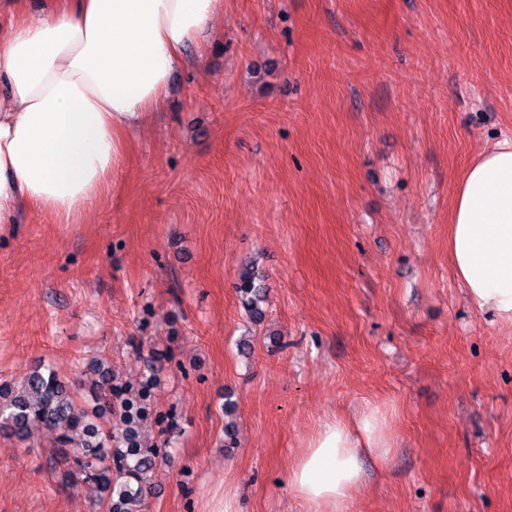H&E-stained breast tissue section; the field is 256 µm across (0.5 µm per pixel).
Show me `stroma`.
Segmentation results:
<instances>
[{"instance_id": "1", "label": "stroma", "mask_w": 512, "mask_h": 512, "mask_svg": "<svg viewBox=\"0 0 512 512\" xmlns=\"http://www.w3.org/2000/svg\"><path fill=\"white\" fill-rule=\"evenodd\" d=\"M186 57L98 211L0 226V382L153 368L145 512H303L289 466L367 404L392 448L348 512H512V325L448 258L459 176L512 137V0H224ZM76 469L1 432L0 512H102ZM236 288L245 311L249 313L253 320H261L264 311L260 304L263 302L264 294L261 285L256 284L255 274L248 269L242 271Z\"/></svg>"}]
</instances>
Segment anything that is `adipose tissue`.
<instances>
[{
    "instance_id": "obj_1",
    "label": "adipose tissue",
    "mask_w": 512,
    "mask_h": 512,
    "mask_svg": "<svg viewBox=\"0 0 512 512\" xmlns=\"http://www.w3.org/2000/svg\"><path fill=\"white\" fill-rule=\"evenodd\" d=\"M224 0H10L0 35V226L20 210L82 223L106 198L130 134L167 95ZM448 257L468 302L512 323V139L456 184ZM390 449L385 412L324 421L287 472L305 512H346L364 456Z\"/></svg>"
}]
</instances>
